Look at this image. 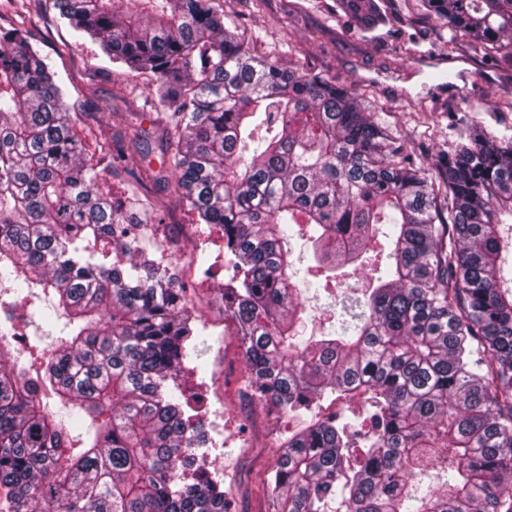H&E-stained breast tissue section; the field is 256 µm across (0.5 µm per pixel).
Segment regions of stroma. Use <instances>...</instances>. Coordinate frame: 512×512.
Returning <instances> with one entry per match:
<instances>
[{
	"instance_id": "1",
	"label": "stroma",
	"mask_w": 512,
	"mask_h": 512,
	"mask_svg": "<svg viewBox=\"0 0 512 512\" xmlns=\"http://www.w3.org/2000/svg\"><path fill=\"white\" fill-rule=\"evenodd\" d=\"M226 14L255 55L292 61L340 84L365 91L369 107L383 124L397 127L418 160L447 148L451 136L448 112L461 99L477 102L474 120L494 130L512 127V114L499 115L481 99V90L498 84L512 92V73L490 62L460 57L455 70L464 78L458 93L437 94L432 70L418 58L405 59L407 40L418 42L425 55L437 57L448 38L446 30L404 12L401 0H390L391 19L375 39H365L336 0H220ZM42 55L50 60L56 80L71 105H81L85 86L97 90L100 121L116 112H135L139 118L130 136L150 127L155 111L147 100L144 77L112 62L91 40H76L65 23L44 19L35 32ZM156 192L168 217L157 233L155 256L176 266L193 293L198 318L200 355L185 362L184 389L202 395L206 427L211 438L206 460L222 477L231 512H271L265 490L274 463L273 440L304 427L309 415H275L253 402L244 389L245 365L235 325L220 302L219 290L232 273L224 260V234L219 227L196 223L182 207L174 177Z\"/></svg>"
}]
</instances>
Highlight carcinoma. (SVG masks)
<instances>
[{
  "label": "carcinoma",
  "mask_w": 512,
  "mask_h": 512,
  "mask_svg": "<svg viewBox=\"0 0 512 512\" xmlns=\"http://www.w3.org/2000/svg\"><path fill=\"white\" fill-rule=\"evenodd\" d=\"M448 53L512 68V0H419ZM362 34L377 0H339ZM76 37L147 79L161 165L198 224L224 232L247 388L309 424L279 444L273 512H512V287L500 226L512 218V129L460 101L458 140L428 166L363 93L261 59L219 0H0V310L48 302L27 346L0 330V487L9 512H228L205 454L202 399L178 379L197 353L177 273L154 258L162 202L150 166H124L126 116L88 128L32 44L49 9ZM486 100L512 112V94ZM265 131L257 138L255 134ZM125 176L122 199L105 188ZM311 243L292 281L288 227ZM112 242L116 261L89 241ZM365 292L336 294L356 271ZM337 329L307 334L311 280ZM362 395L369 427L320 416ZM85 432L70 433L65 417Z\"/></svg>",
  "instance_id": "carcinoma-1"
}]
</instances>
